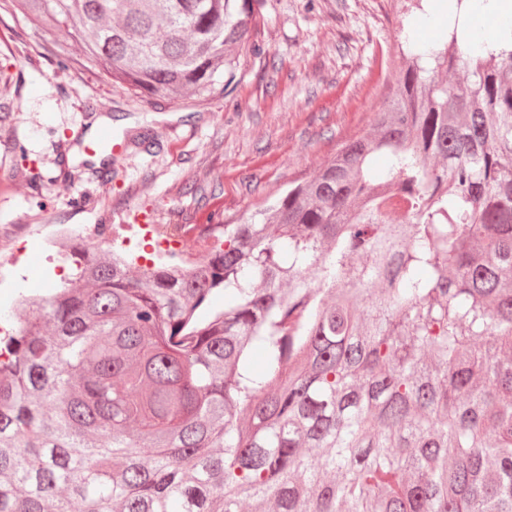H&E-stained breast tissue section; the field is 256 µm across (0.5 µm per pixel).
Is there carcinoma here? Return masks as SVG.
<instances>
[{"label": "carcinoma", "mask_w": 512, "mask_h": 512, "mask_svg": "<svg viewBox=\"0 0 512 512\" xmlns=\"http://www.w3.org/2000/svg\"><path fill=\"white\" fill-rule=\"evenodd\" d=\"M19 2L141 97L227 89L256 24L251 0ZM504 28L415 47L369 131L202 267L78 248L0 339V512H512Z\"/></svg>", "instance_id": "cac0c4a2"}]
</instances>
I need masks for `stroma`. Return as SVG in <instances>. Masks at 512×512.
<instances>
[{
	"label": "stroma",
	"mask_w": 512,
	"mask_h": 512,
	"mask_svg": "<svg viewBox=\"0 0 512 512\" xmlns=\"http://www.w3.org/2000/svg\"><path fill=\"white\" fill-rule=\"evenodd\" d=\"M253 0L255 51L228 93L204 101L133 97L80 64L78 45L0 8V182L27 169L25 192L0 191V238L24 240L26 268L0 288L47 295L60 282L40 257L45 224H240L295 180L316 174L368 131L409 64L407 40L444 45L448 0ZM109 129L128 150L88 159L78 137Z\"/></svg>",
	"instance_id": "stroma-1"
}]
</instances>
